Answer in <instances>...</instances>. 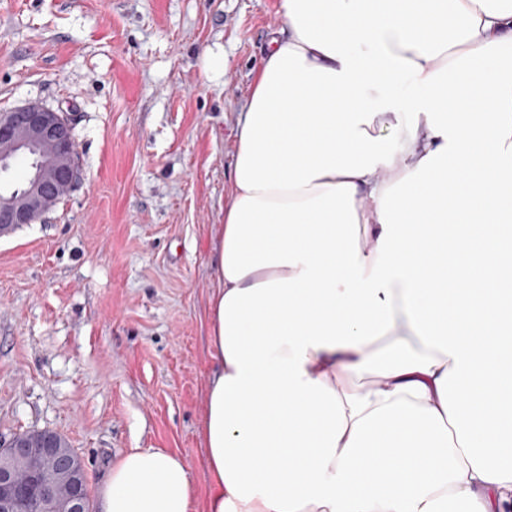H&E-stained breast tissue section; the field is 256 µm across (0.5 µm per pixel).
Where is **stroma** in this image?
Wrapping results in <instances>:
<instances>
[{
	"mask_svg": "<svg viewBox=\"0 0 512 512\" xmlns=\"http://www.w3.org/2000/svg\"><path fill=\"white\" fill-rule=\"evenodd\" d=\"M278 4L0 0V113L66 112L81 170L40 221L0 236V442L64 437L92 512L132 448L179 454L207 490L213 270Z\"/></svg>",
	"mask_w": 512,
	"mask_h": 512,
	"instance_id": "35a3bbf8",
	"label": "stroma"
}]
</instances>
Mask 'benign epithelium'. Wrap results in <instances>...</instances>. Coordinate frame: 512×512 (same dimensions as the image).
<instances>
[{"label": "benign epithelium", "instance_id": "obj_1", "mask_svg": "<svg viewBox=\"0 0 512 512\" xmlns=\"http://www.w3.org/2000/svg\"><path fill=\"white\" fill-rule=\"evenodd\" d=\"M31 161L20 189L0 192V236L36 223L80 180L73 127L64 112L28 104L0 114V175ZM83 466L59 446V436L39 430L0 450V512H18L17 498L31 490L49 512H86Z\"/></svg>", "mask_w": 512, "mask_h": 512}]
</instances>
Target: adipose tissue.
I'll return each instance as SVG.
<instances>
[{
  "instance_id": "adipose-tissue-1",
  "label": "adipose tissue",
  "mask_w": 512,
  "mask_h": 512,
  "mask_svg": "<svg viewBox=\"0 0 512 512\" xmlns=\"http://www.w3.org/2000/svg\"><path fill=\"white\" fill-rule=\"evenodd\" d=\"M279 12L209 300L206 512H512V0ZM103 509L197 489L133 448Z\"/></svg>"
}]
</instances>
